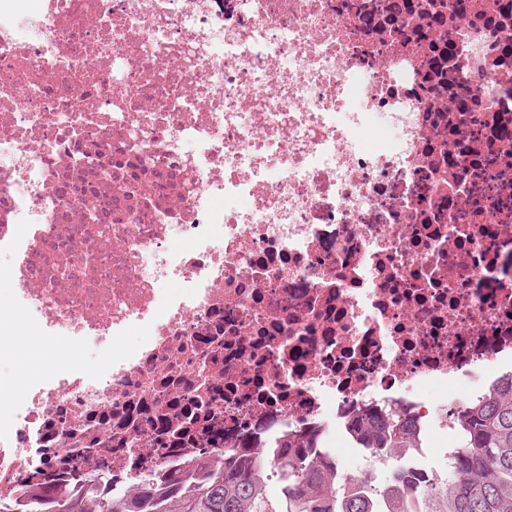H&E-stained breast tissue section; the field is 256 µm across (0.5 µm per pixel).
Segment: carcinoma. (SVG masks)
Segmentation results:
<instances>
[{
	"instance_id": "obj_1",
	"label": "carcinoma",
	"mask_w": 512,
	"mask_h": 512,
	"mask_svg": "<svg viewBox=\"0 0 512 512\" xmlns=\"http://www.w3.org/2000/svg\"><path fill=\"white\" fill-rule=\"evenodd\" d=\"M351 428L366 447L389 456L391 488L344 490L340 477L312 452L313 439L297 435L275 458L230 448L224 462L203 466L199 475L157 467L119 503L91 492L62 501L59 488L48 486L31 512H512V377L459 410L460 445L441 482H428L397 455L421 439L404 409L357 418ZM273 466L285 484L274 498L260 479Z\"/></svg>"
}]
</instances>
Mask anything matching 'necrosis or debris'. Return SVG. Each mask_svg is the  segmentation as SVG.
<instances>
[{"mask_svg":"<svg viewBox=\"0 0 512 512\" xmlns=\"http://www.w3.org/2000/svg\"><path fill=\"white\" fill-rule=\"evenodd\" d=\"M10 2L0 512L290 434L364 474L396 405L447 469L512 371V0Z\"/></svg>","mask_w":512,"mask_h":512,"instance_id":"4bbe7bcc","label":"necrosis or debris"}]
</instances>
